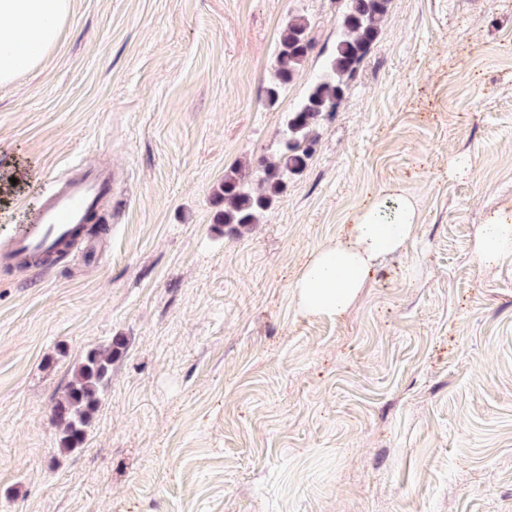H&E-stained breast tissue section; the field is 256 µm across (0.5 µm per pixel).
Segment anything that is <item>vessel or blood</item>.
Wrapping results in <instances>:
<instances>
[{"label": "vessel or blood", "mask_w": 512, "mask_h": 512, "mask_svg": "<svg viewBox=\"0 0 512 512\" xmlns=\"http://www.w3.org/2000/svg\"><path fill=\"white\" fill-rule=\"evenodd\" d=\"M115 182L111 174L97 166L72 165L55 179L35 222L0 242V263L11 264L22 257H50L63 261L75 231L85 224L89 213L112 199Z\"/></svg>", "instance_id": "vessel-or-blood-1"}]
</instances>
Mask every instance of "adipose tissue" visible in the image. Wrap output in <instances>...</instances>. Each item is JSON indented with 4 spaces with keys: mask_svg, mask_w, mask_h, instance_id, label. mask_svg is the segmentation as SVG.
I'll return each mask as SVG.
<instances>
[{
    "mask_svg": "<svg viewBox=\"0 0 512 512\" xmlns=\"http://www.w3.org/2000/svg\"><path fill=\"white\" fill-rule=\"evenodd\" d=\"M70 7L71 0H0V86L39 66L57 44ZM417 226L413 197L396 186L374 195L335 244L313 253L297 271L292 286L299 311L343 316L363 293L370 273L400 253ZM511 252V213L479 226L477 254L484 266H496Z\"/></svg>",
    "mask_w": 512,
    "mask_h": 512,
    "instance_id": "ef3b65f1",
    "label": "adipose tissue"
}]
</instances>
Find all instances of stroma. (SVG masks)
Returning a JSON list of instances; mask_svg holds the SVG:
<instances>
[{
	"mask_svg": "<svg viewBox=\"0 0 512 512\" xmlns=\"http://www.w3.org/2000/svg\"><path fill=\"white\" fill-rule=\"evenodd\" d=\"M342 0H72L56 47L0 88V205L31 223L73 163L108 167L95 253L0 266V512H512V0H391L306 168L261 222L216 223L231 169L273 159ZM315 49L266 100L279 35ZM418 203L404 251L342 319L291 283L373 192ZM122 340L84 445L53 407ZM512 252V214L498 215L480 224L477 233V254L485 267H493Z\"/></svg>",
	"mask_w": 512,
	"mask_h": 512,
	"instance_id": "stroma-1",
	"label": "stroma"
}]
</instances>
